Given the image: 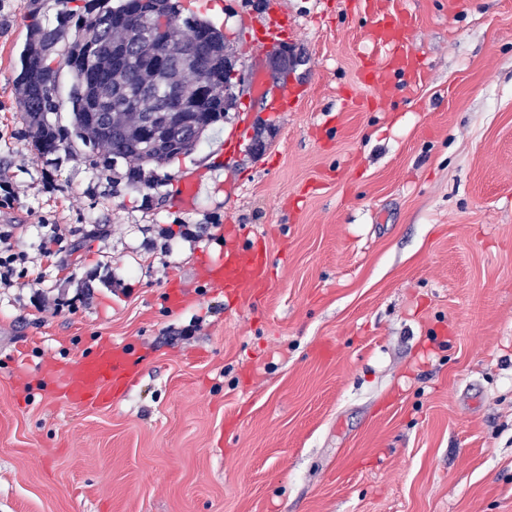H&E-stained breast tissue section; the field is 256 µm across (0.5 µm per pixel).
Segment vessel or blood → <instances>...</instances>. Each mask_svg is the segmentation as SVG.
I'll return each instance as SVG.
<instances>
[{
  "instance_id": "1",
  "label": "vessel or blood",
  "mask_w": 512,
  "mask_h": 512,
  "mask_svg": "<svg viewBox=\"0 0 512 512\" xmlns=\"http://www.w3.org/2000/svg\"><path fill=\"white\" fill-rule=\"evenodd\" d=\"M369 16L366 37L386 53L385 64L373 65L370 82L382 84L387 72L409 69L414 64L410 50L413 25L404 11L382 12L376 0L365 4ZM287 21L274 20L255 28L249 48L261 53L291 35ZM269 258L258 246L242 242L240 237L226 239L224 252L214 261L210 279L225 295L238 299L260 293L267 286ZM135 377L133 363L125 349L104 343L90 358L79 359L62 382L66 398L78 405H98L111 402L113 393L128 387Z\"/></svg>"
}]
</instances>
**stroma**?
Instances as JSON below:
<instances>
[{
    "label": "stroma",
    "mask_w": 512,
    "mask_h": 512,
    "mask_svg": "<svg viewBox=\"0 0 512 512\" xmlns=\"http://www.w3.org/2000/svg\"><path fill=\"white\" fill-rule=\"evenodd\" d=\"M265 2L180 0L244 85L149 188L32 145L16 79L60 5L0 0V512H512V0H381L424 77L380 89L362 0H279L284 76ZM231 227L269 256L246 303L203 272ZM105 340L139 368L110 404L43 383ZM294 27H288V20H274L258 28H253V35L249 49L253 53H262L270 50L281 42L285 37L291 35Z\"/></svg>",
    "instance_id": "stroma-1"
}]
</instances>
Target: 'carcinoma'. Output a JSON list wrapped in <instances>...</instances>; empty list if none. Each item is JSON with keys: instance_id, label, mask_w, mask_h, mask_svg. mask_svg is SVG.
Listing matches in <instances>:
<instances>
[{"instance_id": "1", "label": "carcinoma", "mask_w": 512, "mask_h": 512, "mask_svg": "<svg viewBox=\"0 0 512 512\" xmlns=\"http://www.w3.org/2000/svg\"><path fill=\"white\" fill-rule=\"evenodd\" d=\"M70 0H59L61 10L54 26L33 22L29 25L30 38L22 59L21 72L17 78L19 88V111L28 134L37 148L45 153L56 151L59 146L71 142L72 138L81 140L86 147L95 148L100 144L108 147L105 162L114 163L119 159L131 168L132 179H141L147 165L156 169L169 162L172 153L186 154L193 150L197 141L188 135L176 145H164L149 157L140 154L136 142L141 133L138 127L140 116L144 112L155 110V100L151 97L139 98L136 93L112 95L109 106L96 112H79L74 109L71 125L52 122L49 115L57 111L55 100L56 80L44 81L42 68L48 66L46 48L65 40L69 31L74 38L68 42L63 64L74 76L73 85L85 79L84 67L79 63L81 57L78 38L91 32L102 43L121 41L128 47L130 54L136 55L142 49L141 42L128 28L117 24V19L126 11V4L112 8L105 6V0H88L87 14H77L68 9ZM164 4L170 24L182 22L187 34L184 42L200 37L205 42L209 58L224 59L226 43L223 32L212 22L198 16L180 18L175 0H160Z\"/></svg>"}]
</instances>
